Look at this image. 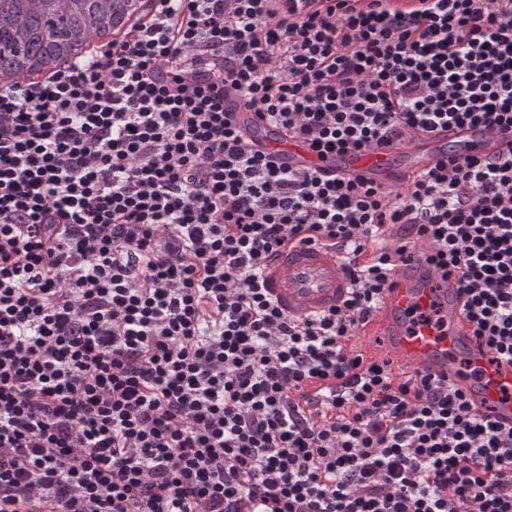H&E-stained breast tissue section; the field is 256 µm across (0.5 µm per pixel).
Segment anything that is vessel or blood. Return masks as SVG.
I'll use <instances>...</instances> for the list:
<instances>
[{
	"mask_svg": "<svg viewBox=\"0 0 512 512\" xmlns=\"http://www.w3.org/2000/svg\"><path fill=\"white\" fill-rule=\"evenodd\" d=\"M238 117L280 165L293 170L333 168L385 185L453 157L489 153L500 140L483 128L436 131L394 151L338 160L286 138L272 123H253L246 108H239ZM264 280L279 307L298 318L327 312L341 303L351 286L335 248L303 243L288 245L273 258ZM394 282L368 323L381 337L383 355L397 366L458 383L482 412L512 424V364L495 358L470 336L455 281L434 277L414 255L400 262Z\"/></svg>",
	"mask_w": 512,
	"mask_h": 512,
	"instance_id": "b4317fda",
	"label": "vessel or blood"
}]
</instances>
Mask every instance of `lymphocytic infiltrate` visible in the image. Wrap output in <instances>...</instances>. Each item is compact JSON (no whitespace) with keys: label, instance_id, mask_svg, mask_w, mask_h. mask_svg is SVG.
Here are the masks:
<instances>
[{"label":"lymphocytic infiltrate","instance_id":"lymphocytic-infiltrate-1","mask_svg":"<svg viewBox=\"0 0 512 512\" xmlns=\"http://www.w3.org/2000/svg\"><path fill=\"white\" fill-rule=\"evenodd\" d=\"M240 102L322 156L501 140L394 191L277 166ZM295 241L341 250V306L270 297ZM414 251L512 362V0H149L0 80V512H512V425L351 346Z\"/></svg>","mask_w":512,"mask_h":512}]
</instances>
